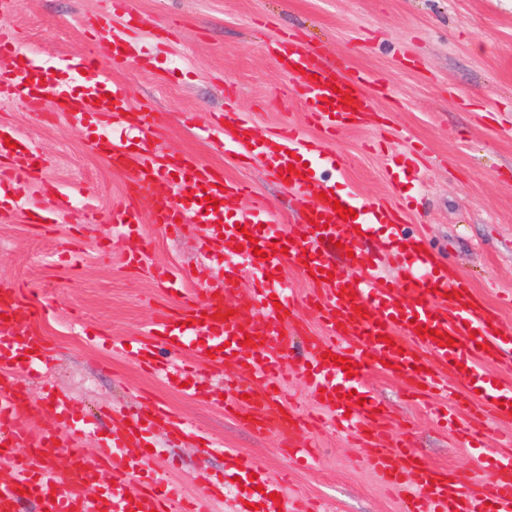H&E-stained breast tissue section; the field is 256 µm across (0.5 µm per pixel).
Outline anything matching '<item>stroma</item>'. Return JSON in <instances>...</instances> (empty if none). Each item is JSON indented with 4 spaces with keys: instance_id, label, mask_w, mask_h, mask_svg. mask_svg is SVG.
<instances>
[{
    "instance_id": "35a3bbf8",
    "label": "stroma",
    "mask_w": 512,
    "mask_h": 512,
    "mask_svg": "<svg viewBox=\"0 0 512 512\" xmlns=\"http://www.w3.org/2000/svg\"><path fill=\"white\" fill-rule=\"evenodd\" d=\"M133 30L114 13L112 0H12L0 14V37L42 62L94 51L111 84L124 90L135 120L145 121L170 154H190L251 183L267 216L300 233L305 201L274 175L263 158L243 165L223 143L231 128H212L214 113L236 112L268 141L293 127L311 139L317 127L269 46L283 35L301 37L328 60L342 56L352 69L385 81L387 93L367 92L373 111L328 143L338 165L337 192L399 208L404 233L426 238L435 257L471 286L508 326L512 305V0H131ZM108 15L111 31H127L135 60L112 66L111 32L89 38L88 17ZM49 101L0 99V126L15 130L43 160L37 181L18 196L0 199V285H14L45 302L34 327L49 344L44 381L21 386L37 402L63 394L84 412L109 407L134 414L140 399L165 404L184 418L188 436L174 439L163 425L146 433L154 449L144 478L198 498L193 477L226 469L224 449L250 456L269 486L302 512H406L368 463L356 436L331 429L303 430L318 452L306 466L289 461L273 435L255 434L215 405L242 378L200 364L194 391L155 379L128 353L113 349L148 339L156 315L175 310L201 288L196 275H221L234 252L207 256L206 226L187 214L183 230L168 234L142 218L149 242L142 264L126 261L129 241L111 222L126 197L127 179L93 145L106 138L94 126L49 120ZM69 208L53 224L30 215L50 212L57 199ZM97 216L94 224L85 215ZM164 265L175 285L154 278ZM373 394L387 407L394 430L411 438L426 460L483 485L496 476L492 459L469 448L454 430L437 426L428 408L395 377L374 371Z\"/></svg>"
}]
</instances>
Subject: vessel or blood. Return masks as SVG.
<instances>
[{"instance_id": "b4317fda", "label": "vessel or blood", "mask_w": 512, "mask_h": 512, "mask_svg": "<svg viewBox=\"0 0 512 512\" xmlns=\"http://www.w3.org/2000/svg\"><path fill=\"white\" fill-rule=\"evenodd\" d=\"M275 51L282 58V71L306 105L310 123L325 139L335 138L343 127L367 116L372 101L365 89L371 79L347 73L346 60L328 66L319 50L295 41L278 45ZM0 57L10 61L9 70L0 75V94L49 99L54 113L75 125L95 123L115 130L124 126L127 96L101 80L94 55L71 58L60 72L19 52L9 41L0 42ZM81 71L88 79L78 91L70 75ZM7 136L0 129V160L10 162L8 168H0V191L18 194L41 169L26 144L6 146ZM100 149L128 179L127 198L114 208L112 221L122 225L133 242L129 263L141 262L147 254L138 230L141 213H148L151 223L166 232L176 233L182 228L184 211L193 209L202 211L206 223L222 227L221 237L205 238L204 247L218 252L224 242H231L254 271L248 309L234 311L227 303L239 279L238 272L228 268L223 281L205 280L204 298L185 299L177 311L160 312L156 320L154 336L165 345L209 363L214 370L235 367L246 375L247 384L225 401V412L245 420L257 434H280L295 461L313 459L311 445L293 441L305 421L288 405L280 376L281 362L292 349L287 329L296 320L297 305L287 289H272L269 280L286 266L307 268L312 292L305 303L316 308L326 333L307 338L302 374L312 396L320 397L330 422L360 431L372 446L371 462L383 481L409 493V512H512V448L488 449L497 461V476L489 485L468 489L421 460L404 437L393 436L390 446H382L390 420L365 378L369 369L388 362L391 375L413 394H447L451 413L460 418V432L471 447L484 448L490 417L512 416V386L485 381L479 368L512 353V327L503 326L456 272L437 265L415 243L397 241L385 266L363 253L362 240L385 226L399 230L402 221L382 203L334 192L321 169L335 167L336 157L322 141L285 129L267 162L303 196L315 234L334 237L348 250L340 263L310 249L308 240L289 235L273 238L259 224L257 212L234 213L232 203L254 195V187L228 180L194 158H169L158 151L152 131L141 132L136 150L111 141ZM308 157L313 165H305ZM170 176L188 188L184 201L173 202L157 191V184ZM340 204L356 211V218L342 219L336 211ZM44 311V304L27 297L23 289L0 287V459L8 462L10 470L0 479V512H22L23 503L31 500L41 512H205L201 502L183 498L161 481L146 484L134 497L125 495L127 484L146 465L147 426L162 424L176 435L187 429L163 405L148 403L91 463L75 443L77 434L92 432V421H80L79 409L69 399L58 396L41 407L19 387L17 370H37L48 351L45 338L31 330ZM410 321L423 327V334L401 336L400 325ZM200 331L208 338L201 346L193 341ZM346 362L351 370H343ZM462 370L469 371L473 383L460 391L448 377ZM41 409L55 419V427L36 431L26 426V419ZM118 448L127 451L120 464L114 461ZM60 455L67 458L65 469L49 467V460Z\"/></svg>"}]
</instances>
